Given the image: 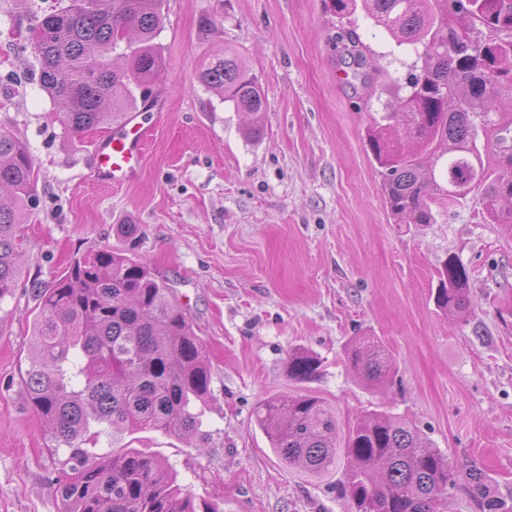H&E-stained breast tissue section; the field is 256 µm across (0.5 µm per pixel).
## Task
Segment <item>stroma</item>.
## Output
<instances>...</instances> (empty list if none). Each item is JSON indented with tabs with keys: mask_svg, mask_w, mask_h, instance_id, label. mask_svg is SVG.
<instances>
[{
	"mask_svg": "<svg viewBox=\"0 0 512 512\" xmlns=\"http://www.w3.org/2000/svg\"><path fill=\"white\" fill-rule=\"evenodd\" d=\"M58 0H0V130L32 154L22 277L0 301V512H57L68 472L33 411L24 379L33 353L32 283L73 260L134 247L193 317L212 366L206 447L175 435H124L165 460L221 512H355L345 455L326 473L289 466L254 422L268 397L312 395L335 415L337 447L365 413L406 418L461 468L478 467L512 506V230L490 223L480 192L433 205L431 224H397L367 151L386 100L356 89L336 19L322 0H166L158 38L165 67L152 98L165 112L139 178L89 177L104 130L73 133L41 90L28 29ZM212 18L203 28V18ZM353 28L378 83L404 82L416 60L363 14ZM235 51L265 94L259 117L200 84L202 59ZM476 144L496 174L512 149V112L476 115ZM137 225V239L118 236ZM467 273L456 318L432 296L444 261ZM397 366L386 390L347 363L362 337ZM297 349L321 361L308 382L288 376Z\"/></svg>",
	"mask_w": 512,
	"mask_h": 512,
	"instance_id": "35a3bbf8",
	"label": "stroma"
}]
</instances>
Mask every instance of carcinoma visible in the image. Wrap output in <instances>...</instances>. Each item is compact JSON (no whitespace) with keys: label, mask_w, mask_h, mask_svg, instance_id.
I'll use <instances>...</instances> for the list:
<instances>
[{"label":"carcinoma","mask_w":512,"mask_h":512,"mask_svg":"<svg viewBox=\"0 0 512 512\" xmlns=\"http://www.w3.org/2000/svg\"><path fill=\"white\" fill-rule=\"evenodd\" d=\"M164 0H68L35 19L32 41L42 88L76 132L117 125L164 67L156 38ZM341 24L362 11L399 46L421 60L406 82L387 91L386 113L367 132L382 176L385 202L397 224H432L431 205L482 190L493 224L512 228V172L487 174L475 144L471 116L512 108V0H324ZM463 19L448 25V14ZM347 54L369 66L364 45L346 30ZM196 78L218 89L239 112L257 115L264 91L233 52L201 61ZM37 187L27 148L0 131V301L20 277L27 202ZM466 274L444 263L436 303L455 316L468 306ZM31 341L34 356L25 381L29 403L50 429L56 447L69 449L71 471L57 480L58 512H220L196 500L162 461L121 443L127 431L178 436L202 430L212 396L211 368L191 316L174 291L131 250H99L78 258L53 284L36 289ZM348 362L368 385L390 377L392 361L370 339L354 346ZM319 361L297 349L288 358L293 379L313 378ZM270 448L290 466L324 473L336 463V418L314 396H274L254 411ZM112 436V452L84 444ZM351 464L346 492L356 512H438L465 476L469 495L486 512H512L490 494L483 470L463 472L405 420L365 415L348 432Z\"/></svg>","instance_id":"obj_1"}]
</instances>
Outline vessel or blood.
Returning <instances> with one entry per match:
<instances>
[{
  "label": "vessel or blood",
  "mask_w": 512,
  "mask_h": 512,
  "mask_svg": "<svg viewBox=\"0 0 512 512\" xmlns=\"http://www.w3.org/2000/svg\"><path fill=\"white\" fill-rule=\"evenodd\" d=\"M154 131V123L139 112L96 141L91 152L92 179L113 186L133 182L145 165L146 146Z\"/></svg>",
  "instance_id": "vessel-or-blood-1"
}]
</instances>
